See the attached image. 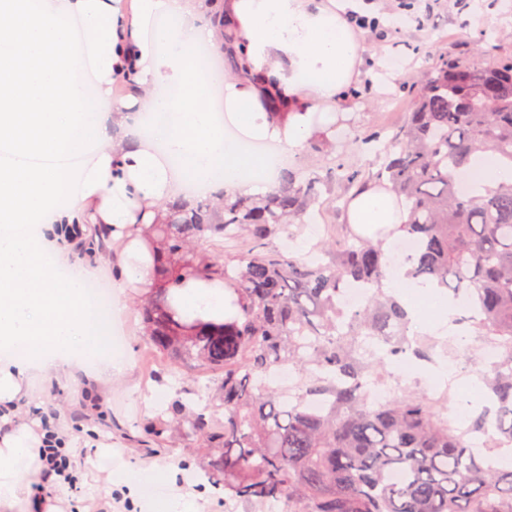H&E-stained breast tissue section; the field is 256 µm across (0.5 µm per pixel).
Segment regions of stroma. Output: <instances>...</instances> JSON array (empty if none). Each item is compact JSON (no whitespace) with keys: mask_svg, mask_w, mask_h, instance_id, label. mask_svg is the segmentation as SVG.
Here are the masks:
<instances>
[{"mask_svg":"<svg viewBox=\"0 0 512 512\" xmlns=\"http://www.w3.org/2000/svg\"><path fill=\"white\" fill-rule=\"evenodd\" d=\"M380 26L362 28L370 52L376 58L394 62L398 72L388 81L372 76L362 78L367 90L354 99L351 111L342 113V125L336 134V147L320 153L295 152L291 167L302 174L332 164L346 169L363 168L365 155L353 153L340 145L345 137L382 133L384 128L398 126L409 108V96L403 89L404 78L426 71L431 62L423 49L431 47L448 57L472 60L483 42L496 46L499 55H512V0H469L467 10H459L457 0H415L412 8H404L400 0H383L375 14ZM340 203L325 207L322 214L312 215L310 223L300 225L294 238L280 236L279 245L290 246L297 254L309 252L327 237L328 226L338 223ZM120 245L104 244L97 251L92 266L98 267V283L110 295L119 296L126 310L117 334L125 348L121 374L102 385L99 396H90L81 381H66L47 373L39 377L26 394L39 404L59 413L62 429H69V417L76 411H91L95 402L112 409V419L101 430L100 442L85 439L84 455L97 457L100 449H111L112 463L133 472L153 468L168 471L171 476H184L198 486L205 512H263L262 507H245L224 494L223 486L205 475L209 452L196 436L186 431L183 416L174 413L175 404L199 412L212 398L210 375L176 370L160 363L149 351L142 336V320L137 303L144 287H120L119 272L108 264L109 256L119 254ZM106 471L83 464L78 490L59 488L54 499L64 512H83L86 502L111 498L116 487L106 479Z\"/></svg>","mask_w":512,"mask_h":512,"instance_id":"1","label":"stroma"}]
</instances>
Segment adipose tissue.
<instances>
[{
    "instance_id": "1",
    "label": "adipose tissue",
    "mask_w": 512,
    "mask_h": 512,
    "mask_svg": "<svg viewBox=\"0 0 512 512\" xmlns=\"http://www.w3.org/2000/svg\"><path fill=\"white\" fill-rule=\"evenodd\" d=\"M363 7V0H224L248 71L228 81L219 70L198 76L193 64L195 47L214 38L203 0H139L129 21L112 0H0V404L17 401L35 370L66 379L80 370L92 386L108 372L92 362L106 340L84 291L94 273L64 271L45 232L64 222L94 225L103 238L123 240L117 263L125 283H151L154 260L134 230L137 212L175 199L176 168L202 199L255 193L254 181L240 175L246 167L277 176L287 157L248 154L243 140L297 148L316 123L347 111L372 60L350 24ZM160 14L172 26L150 27ZM127 70L141 94L113 101L110 84ZM215 83L223 84L225 109L243 139L225 138L212 104ZM264 86L285 103L287 124L269 122ZM458 179L479 195L512 184V166L481 153ZM404 218L394 197L371 182L344 216L379 225ZM384 284L419 333L447 331L454 304L438 288L419 285L393 260ZM175 301L190 317L224 318L220 285L189 284ZM39 444L23 423L0 435V512H33ZM116 482L140 512H199L194 493L169 491L166 473L121 472Z\"/></svg>"
}]
</instances>
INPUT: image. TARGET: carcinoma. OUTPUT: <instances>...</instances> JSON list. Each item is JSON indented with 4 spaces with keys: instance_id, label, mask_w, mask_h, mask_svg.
I'll use <instances>...</instances> for the list:
<instances>
[{
    "instance_id": "carcinoma-1",
    "label": "carcinoma",
    "mask_w": 512,
    "mask_h": 512,
    "mask_svg": "<svg viewBox=\"0 0 512 512\" xmlns=\"http://www.w3.org/2000/svg\"><path fill=\"white\" fill-rule=\"evenodd\" d=\"M211 20L224 77L246 73L235 23L222 8ZM426 56L429 76L413 86L407 122L388 144L377 149L379 137L368 135L345 145L374 153L366 168L309 177L289 169L262 193L181 196L137 214L141 235L163 254L155 287L140 299L145 340L174 366L215 376L219 405L208 410L223 408L224 420L202 411L189 416V430L215 449L209 478L236 500H286L288 512H512V466L496 454L512 448V185L472 195L454 178L479 152L512 161V60H450L431 48ZM366 182L407 204L396 230L413 244L410 275L465 297L473 319L457 323L472 321L500 346L497 362L478 372L496 410L471 408L465 426L448 418L449 395L407 389L370 400L384 362L362 352V338L426 362L435 349L428 337L409 340L407 310L383 289L393 231L342 224L317 257L274 243L328 204L321 187H338L347 205ZM214 236L240 251L222 261L208 254L201 243ZM215 276L236 311L221 323L181 316L171 291ZM355 286L367 289L366 302L348 310L339 298ZM282 365L299 375L288 401L266 379ZM474 433L484 447H468Z\"/></svg>"
}]
</instances>
